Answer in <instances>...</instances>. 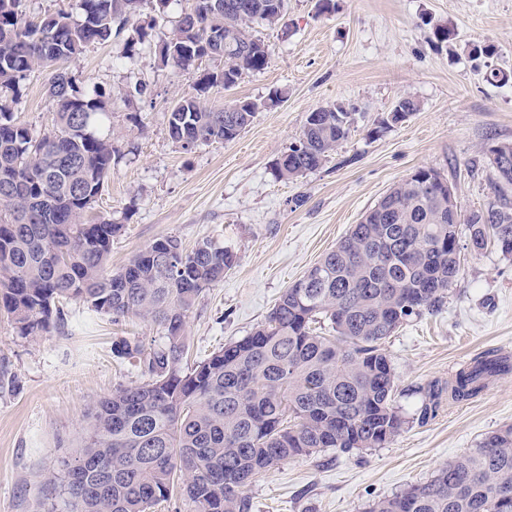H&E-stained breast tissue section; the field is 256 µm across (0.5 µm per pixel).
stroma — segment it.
I'll return each instance as SVG.
<instances>
[{"label": "stroma", "instance_id": "35a3bbf8", "mask_svg": "<svg viewBox=\"0 0 512 512\" xmlns=\"http://www.w3.org/2000/svg\"><path fill=\"white\" fill-rule=\"evenodd\" d=\"M180 11L179 0L163 7L145 0L136 21L153 24L149 44L130 57L121 35L91 45L70 69L85 85L113 92L121 157L94 209L122 226L110 267L169 235L187 248L211 238L236 256L186 319L188 362L249 335L286 288L417 169L447 178L461 215L493 198L489 150L512 141V79L490 82L485 72L512 76V0H288L277 26H253L269 46L267 68L206 94L218 107L258 102L252 122L233 141L189 152L170 139L168 118L195 77L163 65L158 54ZM440 23L454 28L453 41L436 42ZM474 44L492 45L493 56L473 59ZM139 84L144 94L127 100L124 89ZM403 97L416 99L418 112L377 130ZM332 103L356 108L349 138L317 171L278 179L273 165L298 139L307 113ZM17 109L33 134L50 130L44 72L23 82ZM65 311L64 329L37 336L20 335L0 313V372L11 381L0 387V512H67L65 494L46 485V475L72 462L96 401L145 379L134 362L114 355V342L135 338L149 351L166 342L164 328L147 319L115 322L78 301ZM385 347L396 404L410 419L401 434L381 448H328L256 475L245 489L251 512H369L487 433L512 426V373L490 379L470 400L440 397L426 423L413 419L421 388L445 384L489 351L512 358V258L492 247L464 252L445 303L410 319Z\"/></svg>", "mask_w": 512, "mask_h": 512}]
</instances>
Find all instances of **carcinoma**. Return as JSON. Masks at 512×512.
Instances as JSON below:
<instances>
[{"mask_svg": "<svg viewBox=\"0 0 512 512\" xmlns=\"http://www.w3.org/2000/svg\"><path fill=\"white\" fill-rule=\"evenodd\" d=\"M160 44L164 64L193 73V91L168 120L171 140L229 142L258 104L222 108L204 99L260 72L269 48L249 31L280 23L287 0H184ZM81 19L57 11L31 18L23 0H0V309L25 336L64 321L62 303L79 300L117 320L130 315L163 326L167 344L146 351L123 338L113 352L139 363L147 380L120 385L99 400L77 456L64 475L68 512H149L180 488L195 512H250L245 487L254 476L326 448H380L408 420L395 404V372L385 339L404 323L439 308L457 282L462 250L494 243L512 256V168L492 169L494 200L460 225L448 223V181L421 168L393 185L336 248L287 288L248 336L185 367L188 313L207 288L224 281L233 252L211 239L187 250L175 236L108 267L121 225L89 218L118 154L111 129L112 93L83 85L68 70L92 44L129 28L133 55L152 25H132L130 0H79ZM223 62V80L202 74L203 57ZM34 71L49 75L52 128L31 134L12 108ZM419 110L397 101L376 134ZM340 105L306 115L302 135L275 162L294 181L319 169L351 134ZM512 372V361L487 353L459 370L448 398L468 400L485 381ZM439 391L425 392L418 420L435 412ZM371 512H512V427L487 434L434 476L375 502Z\"/></svg>", "mask_w": 512, "mask_h": 512, "instance_id": "1", "label": "carcinoma"}]
</instances>
